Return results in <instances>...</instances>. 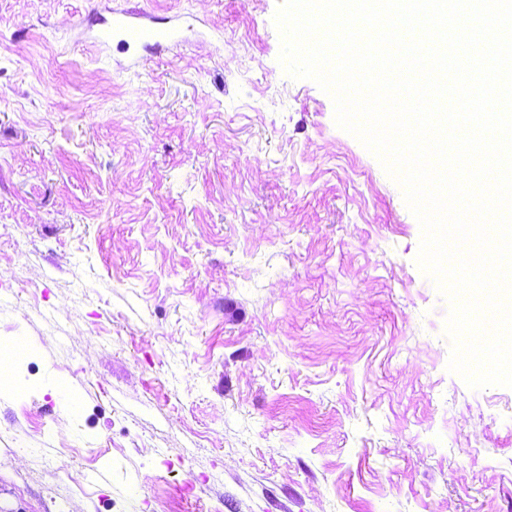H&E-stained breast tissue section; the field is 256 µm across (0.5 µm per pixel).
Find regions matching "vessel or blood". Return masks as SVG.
<instances>
[{
	"label": "vessel or blood",
	"instance_id": "1",
	"mask_svg": "<svg viewBox=\"0 0 512 512\" xmlns=\"http://www.w3.org/2000/svg\"><path fill=\"white\" fill-rule=\"evenodd\" d=\"M180 35V27L165 25L157 17L152 16L143 21L132 18L127 12L115 10L110 17L100 19L91 39L103 47L114 43L129 51L128 64L133 67L140 61L139 50L163 49L179 43Z\"/></svg>",
	"mask_w": 512,
	"mask_h": 512
}]
</instances>
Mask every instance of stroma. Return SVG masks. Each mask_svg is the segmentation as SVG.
<instances>
[{
	"label": "stroma",
	"mask_w": 512,
	"mask_h": 512,
	"mask_svg": "<svg viewBox=\"0 0 512 512\" xmlns=\"http://www.w3.org/2000/svg\"><path fill=\"white\" fill-rule=\"evenodd\" d=\"M279 2L0 0V512H512V387ZM110 9L192 28L125 69Z\"/></svg>",
	"instance_id": "1"
}]
</instances>
